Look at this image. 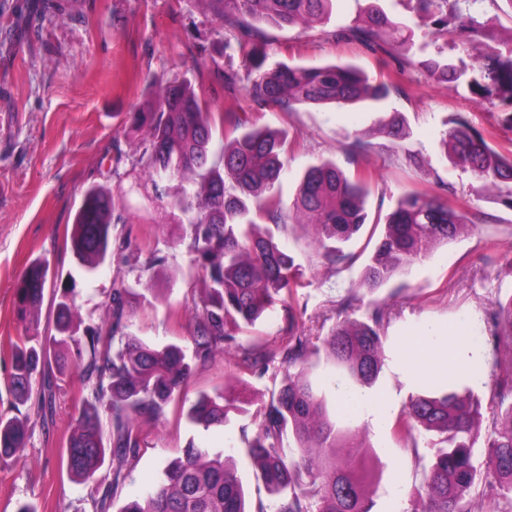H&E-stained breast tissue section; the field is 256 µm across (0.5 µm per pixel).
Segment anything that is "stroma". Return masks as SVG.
<instances>
[{"mask_svg":"<svg viewBox=\"0 0 512 512\" xmlns=\"http://www.w3.org/2000/svg\"><path fill=\"white\" fill-rule=\"evenodd\" d=\"M46 1L0 0V413L7 415L13 408L3 356L26 328L13 310L14 287L35 259H46L59 285L74 289L83 322L97 325L114 275L135 283L152 257H162L153 269L155 300L136 305L130 331L156 346L186 344L195 316L193 297L204 282L187 275L188 225L155 200L149 181L138 184L126 175L145 136L130 125L127 114L149 98L154 79L193 80L208 57L236 53L227 47L231 35L207 0H50L58 6L54 12L45 11ZM369 2L336 0L330 22L310 29L265 25L271 61L351 63L373 77L394 72L395 59L334 37ZM380 5L412 27L421 46L413 54L415 67L405 76L404 95L391 96L388 103L389 110L406 117L408 136L402 148H394L378 132L380 114L368 106L256 110L242 94L228 93L219 82L209 87L215 111L249 113L257 125L287 131L296 139L279 184L284 205H291L309 166L327 158L347 166L345 149L359 138L368 150L358 156V166L373 175L366 203L370 217L387 214L404 191L426 188L435 193L442 181L453 187L448 200L463 203L478 217L456 240L434 246L424 259L373 291L359 285L372 252L371 228H364L351 245L356 259L345 270L318 255L311 228L292 224L274 232L294 257L302 283L296 293L304 309L299 332L326 335L349 296L355 299L349 318H363L377 305L389 313L385 361L370 390L372 406L383 409L388 420L376 428L355 417L350 426L354 445L368 448L375 472L371 512H413L423 466L433 450L424 433H416L411 444L394 432L411 395L446 386L458 392L469 388L487 398V384L500 374V362L508 354L490 344L487 312L512 297V208L497 191L447 160L440 140L457 113L496 143L508 144L512 134L502 130L498 108L426 75L424 61L437 56L482 65L477 50L452 41L433 23L421 22L414 0H380ZM92 185L128 188L126 221L114 225L112 232L129 234L131 246L88 276L73 263L69 233ZM287 324L285 309L274 306L244 341L259 349L276 347L288 339ZM415 340L424 341L435 357L447 359L454 371L449 383L412 367ZM450 347L478 349L479 366L446 358ZM282 379L273 370L262 377L251 374L234 352L217 353L193 373L179 403L171 404L161 420L141 424L139 457L108 512H120L152 492L168 463L191 444L229 456L250 502H263L274 512L276 498L258 481L243 437L255 433V415L279 391ZM58 384L52 419L29 410L24 447L0 459V512H16L22 502L34 504L38 512H95L90 484L71 477L65 462L66 440L77 424L86 390L73 367L59 376ZM217 390L235 403L223 424L205 428L180 415V403Z\"/></svg>","mask_w":512,"mask_h":512,"instance_id":"1","label":"stroma"}]
</instances>
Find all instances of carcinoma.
I'll return each instance as SVG.
<instances>
[{
	"mask_svg": "<svg viewBox=\"0 0 512 512\" xmlns=\"http://www.w3.org/2000/svg\"><path fill=\"white\" fill-rule=\"evenodd\" d=\"M334 0H210L224 30L236 39L240 69L223 67L216 59L205 65L207 75L229 92L241 91L259 109L277 107L293 112L300 107L357 103L380 105L402 91L409 57L386 79L371 78L349 63L321 66L266 64L267 34L263 21L279 26L323 23L333 13ZM477 0H417L420 13L437 19L448 33L472 41L488 38L499 16L484 17L471 10ZM336 34L365 48L388 54L413 45L411 28L370 5L364 15L339 27ZM487 67L468 68L440 59L427 63V75L438 82L463 86L470 95L499 108L501 125L512 130V42L502 51L480 43ZM132 125L145 131L139 168L154 187L177 178L181 192L171 201L156 191V200L179 211L189 224L187 243L195 274L205 286L195 301L196 314L188 345L158 347L128 332L134 295L116 275L106 302L107 315L99 327L75 322L70 288L58 289L41 260L30 263L16 285L14 310L29 323L25 335L10 343L7 388L18 405L34 401L39 412L50 410L58 390L57 375L73 364L87 390L76 429L66 441L69 473L95 489L96 512H107L139 457V425L158 421L179 398L197 367L207 365L216 352L234 350L239 363L262 377L274 364L285 369L278 393L257 415V430L247 439L267 490L278 497L275 512H371L368 492L371 471L365 461H344L349 430L330 418L325 397L311 376L310 338L295 332L301 312L294 306L295 260L267 230L285 226L290 219L310 224L321 256L332 265H352L354 255L341 245L355 239L369 221L365 208L372 176L347 172L331 160L309 167L299 183L292 206H283L276 186L288 169L292 141L285 131L249 124L245 112H214L207 96L190 80H170L157 86L156 98L131 113ZM224 129V145L216 149V126ZM378 130L398 145L406 136L399 112L378 123ZM445 155L464 166L484 185L505 191L512 208V149L493 143L460 113L448 121ZM125 191L92 187L84 195L71 228V250L76 263L88 273L97 271L108 252H124L127 238L112 239V225L125 223ZM384 229L364 266L360 283L375 289L395 274L422 260L434 244L448 243L472 223L469 212L457 209L429 191L412 189L397 198ZM52 289L56 315L49 340L62 354L56 371L46 367L47 352L39 332L38 312L45 290ZM288 311V342L255 352L239 341V334L256 325L275 304ZM385 313L376 308L365 321L345 319L323 338L325 364L336 369L351 387L372 386L384 361ZM492 342L498 349L512 345V300L488 315ZM226 396L202 394L181 415L196 425L224 423ZM487 409L485 449L490 466L483 468L474 451ZM505 415L508 426L497 424ZM434 435L436 448L424 468L417 493L422 512H464L463 501L476 491L488 501L486 512H512V373L497 380L487 403L471 395L445 392L413 397L395 430L410 438L417 428ZM290 431L298 452L282 449ZM27 416L0 415V456L23 447ZM109 463V474L96 473ZM121 512H266L263 502L246 508L241 478L221 454H210L192 444L170 463L164 477L142 500Z\"/></svg>",
	"mask_w": 512,
	"mask_h": 512,
	"instance_id": "1",
	"label": "carcinoma"
}]
</instances>
